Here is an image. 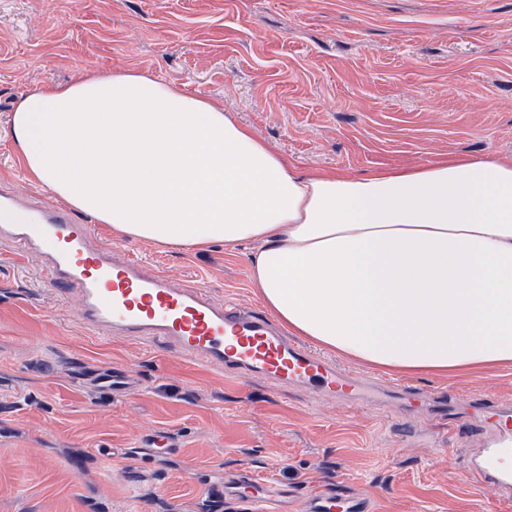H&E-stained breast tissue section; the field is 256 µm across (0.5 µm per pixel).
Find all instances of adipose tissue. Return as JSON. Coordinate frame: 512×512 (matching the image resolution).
<instances>
[{"label":"adipose tissue","instance_id":"ef3b65f1","mask_svg":"<svg viewBox=\"0 0 512 512\" xmlns=\"http://www.w3.org/2000/svg\"><path fill=\"white\" fill-rule=\"evenodd\" d=\"M10 139L32 182L118 236L257 244L260 300L318 346L408 375L512 366V161L301 172L222 106L138 71L21 96Z\"/></svg>","mask_w":512,"mask_h":512}]
</instances>
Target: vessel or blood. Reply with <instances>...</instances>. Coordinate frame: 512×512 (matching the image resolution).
Masks as SVG:
<instances>
[{
	"label": "vessel or blood",
	"instance_id": "obj_1",
	"mask_svg": "<svg viewBox=\"0 0 512 512\" xmlns=\"http://www.w3.org/2000/svg\"><path fill=\"white\" fill-rule=\"evenodd\" d=\"M0 241L42 254L46 281L77 300L79 322L98 337L159 341L228 377L255 373L280 386L340 401L375 402L383 390L380 383L346 373L293 343L261 314L217 301L206 288L178 287L165 275L145 274L138 260L98 243L92 225L67 210L44 206L24 221L0 224ZM89 382L110 396L126 395L133 386L132 377L118 368L101 370ZM477 406L502 424L472 473L481 484L511 493L512 472L496 469L494 461L512 447V426L506 423L512 411L486 398ZM221 493L246 503L252 512H277L276 503L288 496L287 490L252 478L225 482ZM307 512H365V506L326 492L310 499Z\"/></svg>",
	"mask_w": 512,
	"mask_h": 512
}]
</instances>
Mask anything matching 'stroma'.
<instances>
[{
	"instance_id": "obj_1",
	"label": "stroma",
	"mask_w": 512,
	"mask_h": 512,
	"mask_svg": "<svg viewBox=\"0 0 512 512\" xmlns=\"http://www.w3.org/2000/svg\"><path fill=\"white\" fill-rule=\"evenodd\" d=\"M90 69L148 71L216 102L303 172L512 159V0H0V181L32 188L8 135L15 101ZM94 230L148 273L263 308L254 244L193 253ZM323 355L460 411L487 395L512 405V370L414 377ZM113 365L136 378L129 395L82 386ZM462 432L425 407L340 408L97 338L38 256L0 245V512H247L207 491L241 473L287 486L288 512L322 490L371 512H512V496L473 480L479 444L460 446Z\"/></svg>"
}]
</instances>
